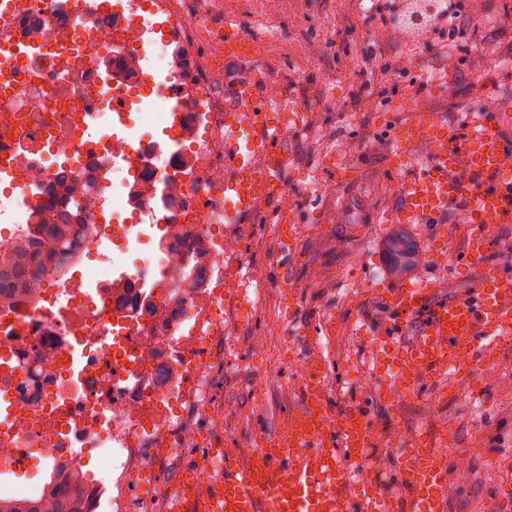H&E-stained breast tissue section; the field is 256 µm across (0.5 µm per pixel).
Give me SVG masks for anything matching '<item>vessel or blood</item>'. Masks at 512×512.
<instances>
[{"mask_svg":"<svg viewBox=\"0 0 512 512\" xmlns=\"http://www.w3.org/2000/svg\"><path fill=\"white\" fill-rule=\"evenodd\" d=\"M259 40L233 18L224 20V57L258 63ZM308 114L302 103L271 105L266 87L239 76L224 91L227 136L224 211L242 221L282 196L285 158L279 139L300 128ZM503 107L488 102L462 120L427 122L423 111L404 120L377 113L376 127L390 142L386 173L396 178L400 203L387 215L391 224H440L456 214L460 269L474 273L470 292L440 298L427 284L379 288L388 312L378 341L387 355L377 362L381 396L395 404L418 395L424 384L440 386L446 375L482 387L480 366L492 363L498 347L512 340V281L484 266L493 224H512V130ZM224 303L238 313L250 308L239 276L226 272ZM300 403L281 435L245 456L223 448L224 466L207 483L187 478L173 492L175 512H448L450 465L470 463L466 452L447 454L452 429L437 437L421 433L404 439L376 427L359 408H329L328 368L312 355L303 366ZM389 446L406 495L381 489L377 471L354 481L349 460L368 449Z\"/></svg>","mask_w":512,"mask_h":512,"instance_id":"1","label":"vessel or blood"}]
</instances>
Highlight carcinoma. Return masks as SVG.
<instances>
[{"label": "carcinoma", "instance_id": "obj_1", "mask_svg": "<svg viewBox=\"0 0 512 512\" xmlns=\"http://www.w3.org/2000/svg\"><path fill=\"white\" fill-rule=\"evenodd\" d=\"M71 224H53L43 238L30 237L13 248L9 265L0 268V296L19 288L27 278L45 273L56 254L55 245L70 242ZM391 260V274L403 278L416 262L417 247L404 231L392 234L384 244ZM0 512H82L77 485H67L63 493L45 502L25 497L0 498Z\"/></svg>", "mask_w": 512, "mask_h": 512}]
</instances>
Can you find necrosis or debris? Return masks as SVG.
<instances>
[{
  "label": "necrosis or debris",
  "instance_id": "4bbe7bcc",
  "mask_svg": "<svg viewBox=\"0 0 512 512\" xmlns=\"http://www.w3.org/2000/svg\"><path fill=\"white\" fill-rule=\"evenodd\" d=\"M24 2L0 15L22 50L0 72V156L23 190L0 192V260L39 225L86 231L0 302V494L47 493L92 452L109 473L84 479L83 512H169L158 465L205 481L221 467L184 452L224 428V0ZM137 106L133 134L80 148Z\"/></svg>",
  "mask_w": 512,
  "mask_h": 512
}]
</instances>
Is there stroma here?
Wrapping results in <instances>:
<instances>
[{"instance_id": "35a3bbf8", "label": "stroma", "mask_w": 512, "mask_h": 512, "mask_svg": "<svg viewBox=\"0 0 512 512\" xmlns=\"http://www.w3.org/2000/svg\"><path fill=\"white\" fill-rule=\"evenodd\" d=\"M373 6V0H278L273 7L268 0H224L225 16L264 40L262 65L282 96L301 100L310 119L281 142L285 184L297 192L300 207L294 255L284 263L276 251L278 201L238 227L242 259L261 273L265 290L248 322L224 314V369L215 377L214 400L224 408V443L254 453L257 440L274 437L299 403L298 362L323 352L333 410L362 408L377 425L410 436L434 435L447 424L457 447L478 441L494 449L493 462L479 457L469 469L450 473L449 512H482L512 473V342L497 352L481 389L461 386L444 398L428 389L397 405L380 399L373 368L381 346L365 321L379 308L373 289L395 285L382 244L394 230L384 216L399 196L385 170L390 143L374 129L373 110L396 108L413 84L423 88L415 107L446 121L477 103L487 83L511 106L512 22L506 13L512 0H475L478 30L454 42L415 30L400 38L382 21L365 23L364 12ZM331 151L352 167L349 180L333 182L320 169V155ZM312 182L318 188L311 192ZM407 230L423 256L413 281L440 283L447 296L466 293L471 277L456 268V247L434 251V225ZM283 269L296 298L276 285ZM326 315L336 319L331 336L317 333Z\"/></svg>"}]
</instances>
